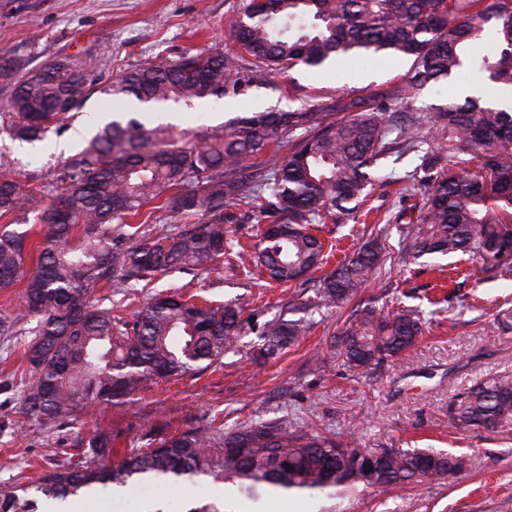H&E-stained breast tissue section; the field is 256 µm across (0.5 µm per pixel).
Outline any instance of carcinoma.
Segmentation results:
<instances>
[{
	"instance_id": "obj_1",
	"label": "carcinoma",
	"mask_w": 512,
	"mask_h": 512,
	"mask_svg": "<svg viewBox=\"0 0 512 512\" xmlns=\"http://www.w3.org/2000/svg\"><path fill=\"white\" fill-rule=\"evenodd\" d=\"M490 29L496 43L474 57L472 46ZM234 30L238 54L212 45L130 65L117 79L106 65L68 54L38 66L25 55L0 56V86L9 92L0 124L15 140L32 143L61 130L98 89L120 114L59 163L46 190L15 176L13 160L0 156V218L46 230L31 263L27 235L0 229V288L21 285L18 312L0 319V334L12 335L22 320L31 325L23 353L30 379L17 405L22 416L54 422L95 404H125L149 378H179L237 352L251 331L260 339V363L299 342L303 320L260 324V311L245 317L235 301L208 307L166 291L127 320L96 306L95 294L157 273L216 269L227 243L224 206L238 202L268 221L252 256L256 266L278 283L306 280L325 264L324 243L311 225L358 211L378 161L418 147L426 122L442 143L421 157L426 202L405 233L403 259L462 253L489 270L512 272V112L486 98L467 96L431 117L384 107L368 112L351 100L341 105L354 113L346 120L330 119L315 104L294 111L271 105L235 115L202 139L148 128L127 112L133 99L191 106L238 96L266 85L272 71L318 68L340 55L412 59L404 96L472 65L491 83L512 88V0H248ZM154 201L192 228L152 236L127 223L124 232L107 233ZM383 262L380 240L362 243L319 281L312 306L352 301ZM426 324L416 308L370 303L344 321L330 358L364 373L415 346ZM448 423L512 429V372L451 402ZM89 445V454L34 485L0 488V512H37L32 491L64 503L141 480L161 489L210 477L255 504L264 490L331 495L356 485L403 487L446 480L467 466L466 457L449 452L364 449L352 435H325L287 418L186 429L155 448L121 455L99 429Z\"/></svg>"
}]
</instances>
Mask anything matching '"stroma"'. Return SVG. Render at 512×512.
<instances>
[{
  "label": "stroma",
  "instance_id": "stroma-1",
  "mask_svg": "<svg viewBox=\"0 0 512 512\" xmlns=\"http://www.w3.org/2000/svg\"><path fill=\"white\" fill-rule=\"evenodd\" d=\"M245 0H0V53L28 55L33 64L67 53L93 52L120 75L129 65L171 59L186 49L219 42L232 46L233 23ZM412 61L381 56L363 61L348 56L328 66H297L271 74L266 86L236 97L211 98L190 107L171 104L146 112V126L168 124L173 131L209 133L226 114L269 104L297 109L308 104L338 107L351 99L373 105L378 95L404 88ZM107 94L97 92L59 133L29 144L0 129V152L14 160L17 177L50 181L58 163L86 145L108 114ZM417 150L387 158L386 176L375 182L365 222L341 217L316 225L314 233L332 252V271L355 245L375 235L389 259L362 297L382 304L421 307L428 329L398 361L364 375L327 358V347L348 317L349 308L305 311L309 330L299 344L264 365L253 360L255 334L239 350L210 367L172 380L147 381L135 401L81 409L47 424L17 414L15 403L26 378L21 361L28 341L23 326L0 335V487L35 480L81 457L95 430L112 436L121 451L146 448L163 438L213 421L233 426L288 417L301 425L354 435L363 448H432L466 456L469 467L444 481H424L404 489L349 490L336 497L271 495L259 505L225 494L220 482H173L165 489L136 484L120 494L88 498V512H143L162 500L166 512H192L214 502L225 512H512V431L459 430L448 425V404L465 389L504 371L512 372V276L485 272L479 260L462 255L402 263L399 252L407 221L423 206L420 189H406L405 175L422 180L420 155L436 149L434 128L423 131ZM245 205L228 206L224 217L230 249L211 273L172 271L151 282H134L118 308L125 317L153 294L180 289L206 305L245 298L262 320L286 314L289 306L312 298L319 280L279 285L249 269L239 253H252L258 221Z\"/></svg>",
  "mask_w": 512,
  "mask_h": 512
}]
</instances>
